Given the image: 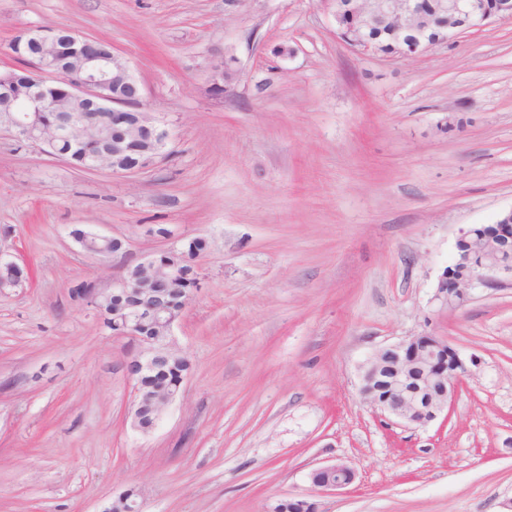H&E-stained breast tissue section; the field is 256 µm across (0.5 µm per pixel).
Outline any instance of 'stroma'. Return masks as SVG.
<instances>
[{"instance_id": "35a3bbf8", "label": "stroma", "mask_w": 512, "mask_h": 512, "mask_svg": "<svg viewBox=\"0 0 512 512\" xmlns=\"http://www.w3.org/2000/svg\"><path fill=\"white\" fill-rule=\"evenodd\" d=\"M36 26L111 44L172 136L118 176L0 134V252L24 272L0 291V512H105L131 487L143 512H512V284L434 300L461 232L512 208V22L389 57L319 0H0V70ZM195 237L202 285L172 328L191 368L143 434L131 342L72 289ZM421 335L468 372L447 419L407 428L359 368ZM335 462L354 482L315 493Z\"/></svg>"}]
</instances>
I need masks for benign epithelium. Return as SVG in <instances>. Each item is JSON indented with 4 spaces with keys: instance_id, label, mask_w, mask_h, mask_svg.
Here are the masks:
<instances>
[{
    "instance_id": "7a95c632",
    "label": "benign epithelium",
    "mask_w": 512,
    "mask_h": 512,
    "mask_svg": "<svg viewBox=\"0 0 512 512\" xmlns=\"http://www.w3.org/2000/svg\"><path fill=\"white\" fill-rule=\"evenodd\" d=\"M420 0H356L353 14L359 25L368 24L384 15L402 13L407 17L421 15ZM325 5L336 21V35L357 51L371 50L361 37L343 33L342 18L332 10V0ZM448 11V36L484 26L492 20L512 21V0H439ZM27 41L35 44V56L0 77V99L10 104V113L0 119V130L16 140L29 144L43 155L72 164L71 152L82 143L88 128L77 106L95 112L112 113V125L137 129L150 141L145 149L124 138L100 140V149L89 167L92 171L107 169L113 173H135L150 168L162 155L169 132L157 125L148 112L138 80L128 62L114 54L102 56L97 40L79 32L61 29L57 32L37 28L23 30ZM42 112L57 113L48 129L35 122ZM112 244V253L125 249V240L85 234L77 239L82 248L89 242ZM141 274L129 266L113 279L112 287L94 285L79 294L78 299L94 310L110 297L122 301L133 294L142 297L133 314L116 317L118 335L136 343L128 369L132 377L141 379L158 370L167 360L164 352L154 348L142 334V322L148 319L171 331L174 320L167 316L160 286L175 276V271L156 268V258L140 262ZM22 270L0 251V288L19 284ZM512 279V208L498 214L496 222L479 235L467 230L457 241V261L447 270L435 294L442 306L455 310L463 305L467 291L476 286L498 288ZM467 372L465 361L446 340L437 336H413L381 348L361 368V383L387 394L371 405L382 414L406 425L425 427L435 421L452 402L455 384ZM354 471L343 464H327L311 472L312 485L320 492H337L350 485Z\"/></svg>"
}]
</instances>
